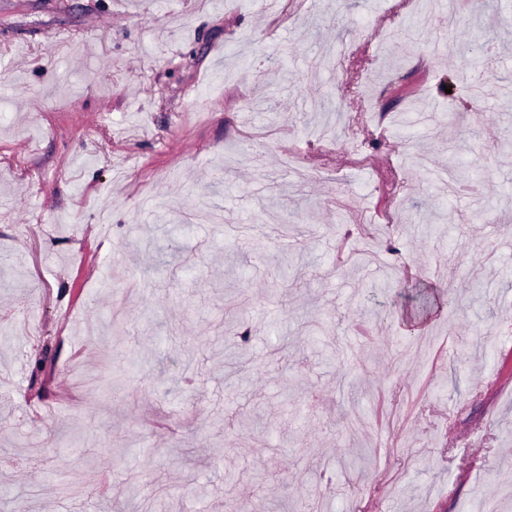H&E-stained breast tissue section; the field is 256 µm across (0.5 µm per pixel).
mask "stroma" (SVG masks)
Returning <instances> with one entry per match:
<instances>
[{"label": "stroma", "mask_w": 512, "mask_h": 512, "mask_svg": "<svg viewBox=\"0 0 512 512\" xmlns=\"http://www.w3.org/2000/svg\"><path fill=\"white\" fill-rule=\"evenodd\" d=\"M510 19L0 0V512H512ZM446 288H448L446 295L428 290L420 292L416 297L418 307L424 311L434 305V302L439 301L440 303V299H442L446 310H448L449 313H455L460 307V295L457 293L453 283H448Z\"/></svg>", "instance_id": "1"}]
</instances>
